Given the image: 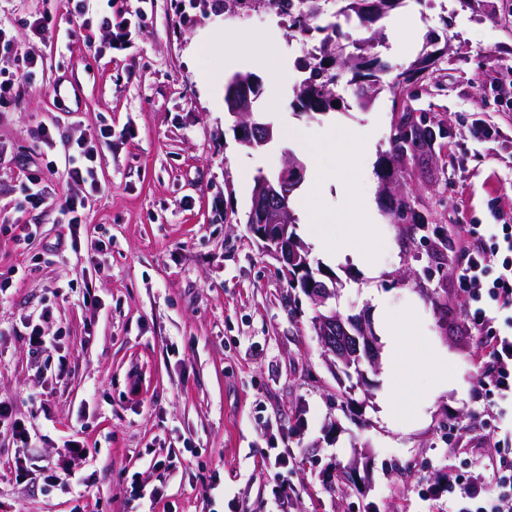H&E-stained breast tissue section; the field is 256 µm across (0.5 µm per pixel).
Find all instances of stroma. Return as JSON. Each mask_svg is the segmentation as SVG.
Segmentation results:
<instances>
[{"instance_id": "stroma-1", "label": "stroma", "mask_w": 512, "mask_h": 512, "mask_svg": "<svg viewBox=\"0 0 512 512\" xmlns=\"http://www.w3.org/2000/svg\"><path fill=\"white\" fill-rule=\"evenodd\" d=\"M144 8L124 49L108 47L98 25H85L65 0H0L14 49L0 65L29 56L40 64L31 84L0 108V217L32 229L27 247L0 232V274L28 262L31 271L0 296V326L21 327L52 308L55 348L32 355L17 336L0 340V397L36 433L29 453L55 466L64 482L87 478L85 498L35 478L16 484L8 471L19 450L0 434V512H447L448 494L428 495L448 474H465L489 455L486 428L470 414L490 398L473 383V337L466 288L451 258L461 224L512 223V99L497 85L512 65V0H405L384 19L382 63L391 66L369 110L350 80L336 85L326 112L304 111L293 89L305 44L286 17L260 8L240 24L225 0H112L113 11ZM51 9L54 27L37 35L31 16ZM496 22H488V15ZM70 34L69 44L58 43ZM250 33L269 44L266 65H241L260 88L259 108L276 137L259 150L241 146L225 110L224 85L209 84L223 57L216 37ZM434 55L415 94L400 99L395 73ZM288 73L278 88L267 67ZM441 126L434 147L398 162L403 196L430 224L395 223L381 180L383 158L403 109ZM58 124L64 140L37 148L32 132ZM372 125L369 189L385 232L380 267L368 277L350 256L312 266L337 283L343 317L379 331L365 294L374 288L395 319L422 334L408 356L435 346L448 359V392L421 410L411 428L393 430L380 414L383 367L367 387L342 393L313 327L316 309L289 287L247 216L255 179L275 175L286 154L319 142L330 125ZM497 128L495 138L473 134ZM112 128L100 150V193L85 232L90 254H52L66 233L58 208L70 192L59 159L65 139ZM38 175L50 199L34 209L19 184ZM98 304H85V294ZM83 441L84 457L59 465L64 441ZM177 456H168L167 445ZM287 449V467L268 460ZM288 483L292 494L275 499ZM163 496L150 500L152 488Z\"/></svg>"}]
</instances>
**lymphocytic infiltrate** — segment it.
<instances>
[{
	"mask_svg": "<svg viewBox=\"0 0 512 512\" xmlns=\"http://www.w3.org/2000/svg\"><path fill=\"white\" fill-rule=\"evenodd\" d=\"M111 138V129L103 127L67 147V181L81 192L66 197L60 206V221L68 233L58 238L55 251H65L81 240L89 196L101 186L98 147L110 143ZM458 231L460 280L474 302L466 314L475 337L471 355L474 381L494 397L489 413H477L476 418L481 421L493 415L495 425L486 440L495 453L481 461L467 482L448 480V512H512V224H491L484 229L462 224Z\"/></svg>",
	"mask_w": 512,
	"mask_h": 512,
	"instance_id": "obj_1",
	"label": "lymphocytic infiltrate"
}]
</instances>
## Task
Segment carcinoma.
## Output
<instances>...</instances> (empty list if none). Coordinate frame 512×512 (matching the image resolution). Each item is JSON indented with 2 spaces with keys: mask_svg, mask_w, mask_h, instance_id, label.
I'll return each mask as SVG.
<instances>
[{
  "mask_svg": "<svg viewBox=\"0 0 512 512\" xmlns=\"http://www.w3.org/2000/svg\"><path fill=\"white\" fill-rule=\"evenodd\" d=\"M258 2L276 5L288 14L290 28L302 36L313 31L323 34L319 43L306 52L300 69L307 73L294 88V94L302 107L308 112H324L328 103L324 99L322 86L325 83L324 72L336 75L340 72L351 74V80L357 85V104L367 110L376 92L380 90L383 69L374 54L379 44L381 30L377 22L387 16L401 4L402 0H337L336 11H330L328 0H258ZM355 23V29L363 36L354 38L343 30L342 23ZM431 60L425 56L409 69L396 76L395 87L403 89L413 87L419 74ZM442 133L424 123L409 126L407 139L411 147L432 146ZM396 209L404 214L409 224L421 227L429 223L428 217L414 210L409 201L402 197L397 200Z\"/></svg>",
  "mask_w": 512,
  "mask_h": 512,
  "instance_id": "carcinoma-1",
  "label": "carcinoma"
}]
</instances>
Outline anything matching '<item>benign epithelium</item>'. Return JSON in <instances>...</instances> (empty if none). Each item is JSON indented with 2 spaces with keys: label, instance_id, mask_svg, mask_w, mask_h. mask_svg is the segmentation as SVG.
Returning a JSON list of instances; mask_svg holds the SVG:
<instances>
[{
  "label": "benign epithelium",
  "instance_id": "7a95c632",
  "mask_svg": "<svg viewBox=\"0 0 512 512\" xmlns=\"http://www.w3.org/2000/svg\"><path fill=\"white\" fill-rule=\"evenodd\" d=\"M254 85L238 80L228 98V105L236 127L241 132L240 140L250 147L261 146L271 139L272 126L258 125L252 114L237 111V104L251 97ZM298 169V163L285 164L278 178L262 180L253 195L250 212V228L263 243V249L280 264L281 273L294 288H302L319 309L314 328L320 338L325 355L332 356L341 364L349 377L357 380L355 387L365 385L366 373L363 363L375 364L377 346L371 329L355 318H343L328 305L336 295V285H327L315 278L309 268V260L298 248V240L288 224V204L298 188L297 180L289 175Z\"/></svg>",
  "mask_w": 512,
  "mask_h": 512
}]
</instances>
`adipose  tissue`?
Returning a JSON list of instances; mask_svg holds the SVG:
<instances>
[{
    "instance_id": "ef3b65f1",
    "label": "adipose tissue",
    "mask_w": 512,
    "mask_h": 512,
    "mask_svg": "<svg viewBox=\"0 0 512 512\" xmlns=\"http://www.w3.org/2000/svg\"><path fill=\"white\" fill-rule=\"evenodd\" d=\"M374 147L371 128L357 130L328 128L325 137L308 146V189L300 207V219L308 224L320 250L333 251L336 240L328 227L347 223L352 227L350 253L369 274H376L373 246L383 230L376 214L371 193L361 192V175L353 163L357 154L371 153ZM336 191L344 200L338 212L325 210L322 200L328 191ZM386 334L391 359L387 374L393 384L391 394L385 396L380 406L386 419L405 426L413 422L419 410L430 405L448 388L447 365L441 353L427 348L419 358L403 354L402 347L413 331L397 324H387ZM432 375V385L424 392H416L413 381L418 372Z\"/></svg>"
}]
</instances>
